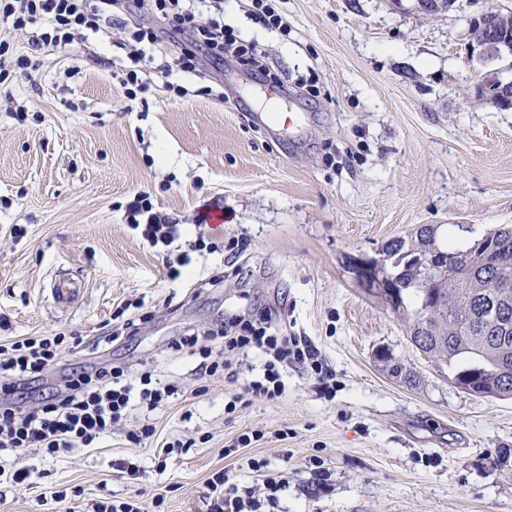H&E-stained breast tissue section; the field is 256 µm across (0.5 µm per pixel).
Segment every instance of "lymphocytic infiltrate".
Masks as SVG:
<instances>
[{
    "label": "lymphocytic infiltrate",
    "instance_id": "1",
    "mask_svg": "<svg viewBox=\"0 0 512 512\" xmlns=\"http://www.w3.org/2000/svg\"><path fill=\"white\" fill-rule=\"evenodd\" d=\"M143 0H0V18L17 30L31 29V48H64L84 39L86 32H99L117 14L137 17ZM222 0H153V21L133 34L130 59L137 63L146 47L168 41L170 59L155 71L139 74L129 70L121 79L126 97L137 99L148 89L186 95L182 75L199 85L202 93L213 91L212 68L232 53L250 75L276 86L280 80L253 48L239 44L223 22L210 12L221 9ZM130 230L150 246L166 254V277L180 278L192 263V253L218 252L219 245L204 233L185 242L181 224L161 220L148 193L135 194L125 206ZM84 343L77 332L56 331L45 336H26L9 346L0 345V452L23 454L40 448L47 455L74 448H93L125 419L131 399H139L148 409H156L178 397L180 387L170 383L156 386L151 372L132 373L127 367L96 364L71 373H54L53 364L62 350H76ZM176 354L197 358L200 378H235V358L251 351L265 358L262 375L247 382L245 395L275 401L283 397L286 386L283 367L300 369L320 384H329L334 374L322 362L317 349L302 336L284 331L271 313L256 318L235 316L221 322L206 336L186 334L169 344ZM48 384L52 393L28 405L19 397L30 382ZM265 495L255 499L250 487L231 483L227 474L217 473L209 483L211 512H279L280 495L287 483L275 472L266 473Z\"/></svg>",
    "mask_w": 512,
    "mask_h": 512
}]
</instances>
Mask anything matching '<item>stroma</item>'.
Instances as JSON below:
<instances>
[{"mask_svg": "<svg viewBox=\"0 0 512 512\" xmlns=\"http://www.w3.org/2000/svg\"><path fill=\"white\" fill-rule=\"evenodd\" d=\"M273 4L287 32L268 28L254 0H224V25L263 53L281 95L228 54L215 69L222 96L152 89L132 101L118 80L130 66L122 45L131 18L86 43L37 52L28 33L0 21V40L38 65L32 78L0 81V345L76 331L88 346L63 354L59 367L108 359L184 392L151 413L133 404L99 447L57 458L38 448L19 459L1 453L0 464L32 477L23 488L0 484V512H64L52 491L123 497L138 485L146 497L163 495L162 512H209L214 473L261 485L252 458L287 472L284 512H512V399L457 387L349 267L425 224L479 235L512 224V110L477 95L484 64L470 50L474 14L512 11V0H461L437 13L415 0ZM271 111L302 113L298 135L270 137L254 115ZM138 192L185 224L190 241L201 209L223 213L209 236L244 241L245 251L227 248L165 281L160 249L125 222ZM219 270L228 273L223 287L207 286ZM60 272L82 283L66 309L50 292ZM136 298L152 319L134 340L99 343L117 306ZM265 308L311 340L336 392L325 397L286 367L281 399L253 398L225 414L226 396L262 374L263 357L241 356L237 381H204L196 360L169 344L225 314ZM379 350L410 365L419 387L387 376ZM146 421L154 437L130 443L128 431ZM255 429L263 439L225 455ZM178 439L186 449L168 450ZM314 456L326 487L310 468ZM123 462L145 470L141 483L122 478Z\"/></svg>", "mask_w": 512, "mask_h": 512, "instance_id": "35a3bbf8", "label": "stroma"}]
</instances>
